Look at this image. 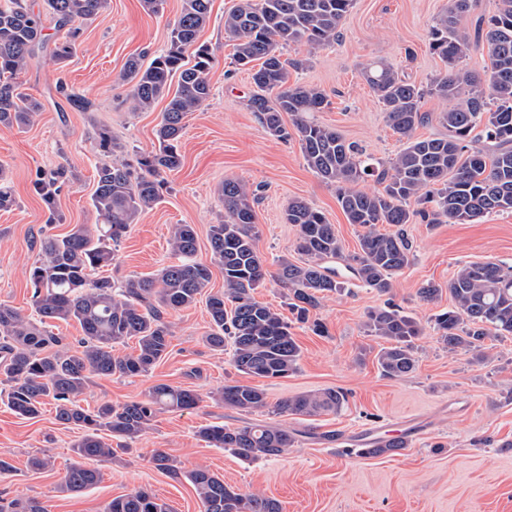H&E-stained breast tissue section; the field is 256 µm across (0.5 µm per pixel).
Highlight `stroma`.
Returning <instances> with one entry per match:
<instances>
[{
    "instance_id": "stroma-1",
    "label": "stroma",
    "mask_w": 512,
    "mask_h": 512,
    "mask_svg": "<svg viewBox=\"0 0 512 512\" xmlns=\"http://www.w3.org/2000/svg\"><path fill=\"white\" fill-rule=\"evenodd\" d=\"M238 0H210V20L198 35L214 53L211 96L185 119L180 142L182 164L165 176L162 198L141 213L121 241L107 273L115 284L142 278L173 262L169 231L194 225L198 259L210 261L209 230L224 220L221 188L225 180L256 190L257 248L269 271L283 259H296L297 231L285 210L302 198L334 224L346 252L356 251L360 227L349 224L335 186L322 181L306 164L297 138L270 136L248 106L253 86L247 71L232 63L235 40L224 30V16ZM448 0H355L339 39L316 49L288 47V58L305 59L289 70V85L323 89L329 104L315 113L317 122L336 128L372 158L389 160L401 148L386 114L361 71L373 61L392 65L405 78L426 84L444 72L429 50L430 33ZM182 0H164L160 13L143 0H107L106 7L82 26L75 54L65 63L52 53L62 34L54 24L45 43L19 76L22 93L41 102L35 121L22 129H0V163L9 168L16 204L0 211V303L30 313L33 288L28 271L45 234H63L77 224H96L92 206L95 169L103 155L97 132L106 128L125 150L128 161L152 151L166 106L148 109L128 98L122 75L129 57L162 49L178 18ZM75 92L93 108L78 112L67 101ZM61 173L55 211H48L33 190L39 176ZM412 258L393 277L383 296L348 279L345 291L323 300L310 317L326 335L293 323L301 347L297 370L280 379L252 377L232 364L231 349L215 351L202 338L210 318L204 302L171 313L169 353L146 375L93 379L83 407L142 397L159 383L197 390L198 408L161 412L151 429L117 458L99 462L96 485L79 493L55 486L75 457L72 443L80 432L55 418L46 402L38 418L23 419L0 397V457L14 472L0 479V497L41 499L48 512H103L113 497L138 487L151 489L172 512H201L190 483L158 470L154 450L165 451L184 469L208 466L225 484L277 500L282 512H512V334L489 337L484 361L449 352L433 329V315L450 304L421 301L423 283L447 285L463 265H512V213H493L473 224L413 220L404 225ZM394 303L416 317L424 331L416 342L418 367L399 379L382 376L377 354L385 342L368 335L369 309ZM226 384L262 389L269 404L327 389L346 392L336 413L316 417L243 413L211 399ZM271 422L300 431L294 448L277 458L246 460L200 439L205 425L237 427ZM392 430L410 433L411 445L394 454L361 456L365 441ZM50 454L52 469L33 471L28 457Z\"/></svg>"
}]
</instances>
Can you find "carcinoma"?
Segmentation results:
<instances>
[{"label":"carcinoma","mask_w":512,"mask_h":512,"mask_svg":"<svg viewBox=\"0 0 512 512\" xmlns=\"http://www.w3.org/2000/svg\"><path fill=\"white\" fill-rule=\"evenodd\" d=\"M58 30L66 31L55 49L54 61L69 60L76 50L80 25L103 10L107 0H44ZM210 0H183L170 29L167 47L149 62L130 58L124 81L128 95L143 108L168 99L156 131L158 146L138 159L134 174L117 152L122 146L109 131L98 134L104 159L96 166L92 204L100 224H76L66 234L45 235L39 257L29 272L33 314L0 304V384L7 386V404L17 415L33 419L44 401L55 404L56 420L82 431L71 450V464L57 486L79 492L95 485L94 463L116 457L149 430L164 410H192L202 398L189 387L159 383L143 398L125 403L105 401L90 411L80 405L93 377H134L148 374L167 355L171 325L166 316L193 306L212 278L211 265L224 271V288L210 292L206 307L210 329L204 342L213 350L232 347V362L244 374L286 378L297 369L300 346L288 320L258 302L253 293L266 279L264 261L256 247L254 202L246 185L224 180V222L209 234L211 263L196 259L197 232L192 224H175L169 244L181 261L165 265L148 278L127 280L114 289L112 277L100 270L112 265L116 247L131 224L161 198L164 174L181 166L178 144L183 120L198 110L211 93L209 68L212 50L197 43L209 21ZM477 0H450L432 29L429 49L447 66L425 85L402 78L392 66L373 61L362 77L382 104L401 149L389 162L376 161L346 141L336 129L309 118L328 105L323 90L288 85V68L305 61L283 57L291 44L311 48L336 41L353 0H238L224 16V30L236 44L235 65L251 71L255 86L249 98L265 131L285 139L283 115L293 120L303 157L323 181L336 186L337 201L348 223L363 229L358 252L345 254L334 225L303 199H294L285 221L297 230L299 261L279 264L274 280L287 290L288 307L299 322L328 296L341 292L347 272L365 287L387 294L392 278L410 262L411 246L403 230L382 233L379 224H428L446 219L470 224L492 213L512 212V0H497L496 10L479 18L474 32L462 27ZM44 15L26 0L0 4V127L29 125L41 103L19 91L17 76L28 66L44 38ZM488 47L489 64L483 73L461 65L471 44ZM175 92H170L172 81ZM428 97L453 100L438 116L446 133L422 138L417 129L432 116L422 111ZM372 179L374 190L358 188ZM50 211L56 209L57 178H38L33 184ZM16 204L8 172L0 164V210ZM426 303L438 301L443 288L426 282L418 289ZM451 305L434 314L433 326L448 351L464 350L481 359L491 332L512 334V266L493 262L467 264L448 280ZM74 321L82 331L77 344L49 331L50 322ZM369 335L389 343L377 362L384 376L404 378L417 369L414 341L423 333L420 322L387 305L367 313ZM135 340L133 352L117 346ZM213 398L247 412L318 416L337 412L346 403L338 390L297 395L270 406L256 387L226 384ZM198 436L214 448L229 449L245 459L276 458L297 443V433L271 423L229 428L209 425ZM117 447H112V441ZM156 467L192 485L203 512H281L280 504L256 492H242L206 466L183 471L162 450H155ZM0 512H47L36 498L6 500ZM104 512H171L152 491L139 487L113 498Z\"/></svg>","instance_id":"1"}]
</instances>
